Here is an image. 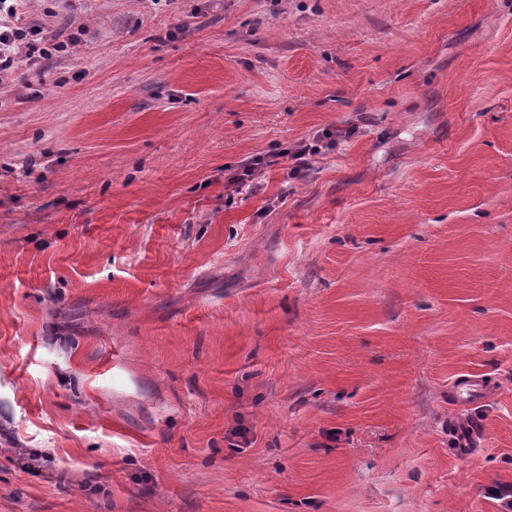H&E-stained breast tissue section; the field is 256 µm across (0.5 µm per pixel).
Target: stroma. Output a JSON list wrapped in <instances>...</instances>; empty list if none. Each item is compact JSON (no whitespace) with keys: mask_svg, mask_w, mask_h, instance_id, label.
<instances>
[{"mask_svg":"<svg viewBox=\"0 0 512 512\" xmlns=\"http://www.w3.org/2000/svg\"><path fill=\"white\" fill-rule=\"evenodd\" d=\"M24 19L66 49L0 88V512H502L512 0ZM319 152L317 146L309 144H299L294 146L293 149H283L270 157H258L245 163L243 167V176H252L258 168L270 167L280 162V158L288 156L289 159L294 160V170H301L308 166L309 156H313Z\"/></svg>","mask_w":512,"mask_h":512,"instance_id":"obj_1","label":"stroma"}]
</instances>
